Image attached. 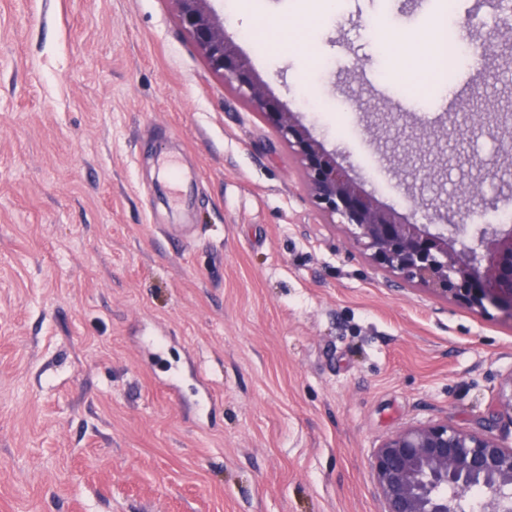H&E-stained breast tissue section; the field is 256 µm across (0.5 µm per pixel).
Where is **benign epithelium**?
Segmentation results:
<instances>
[{
    "label": "benign epithelium",
    "instance_id": "obj_1",
    "mask_svg": "<svg viewBox=\"0 0 512 512\" xmlns=\"http://www.w3.org/2000/svg\"><path fill=\"white\" fill-rule=\"evenodd\" d=\"M183 32L236 93L259 112L292 150L312 202L348 226L353 239L379 268L400 274L430 293L477 315L496 310L512 322V226L484 224L467 244L462 238L473 191H460L459 223L431 230L405 220L368 193L336 160L297 112L273 99L242 56L224 15L212 0H171ZM492 132L512 115L483 113ZM512 422V372L501 383L490 423L463 427L439 422L414 425L387 436L374 449L370 471L382 512H512V448L493 433Z\"/></svg>",
    "mask_w": 512,
    "mask_h": 512
}]
</instances>
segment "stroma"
Masks as SVG:
<instances>
[{"instance_id": "35a3bbf8", "label": "stroma", "mask_w": 512, "mask_h": 512, "mask_svg": "<svg viewBox=\"0 0 512 512\" xmlns=\"http://www.w3.org/2000/svg\"><path fill=\"white\" fill-rule=\"evenodd\" d=\"M255 0L271 95L401 216L394 155L447 159L512 214L498 0ZM471 31L448 111L413 44ZM429 139H422V132ZM481 159L470 167L467 156ZM512 323L378 269L294 154L183 34L172 0H0V512H382L393 432L478 426Z\"/></svg>"}]
</instances>
